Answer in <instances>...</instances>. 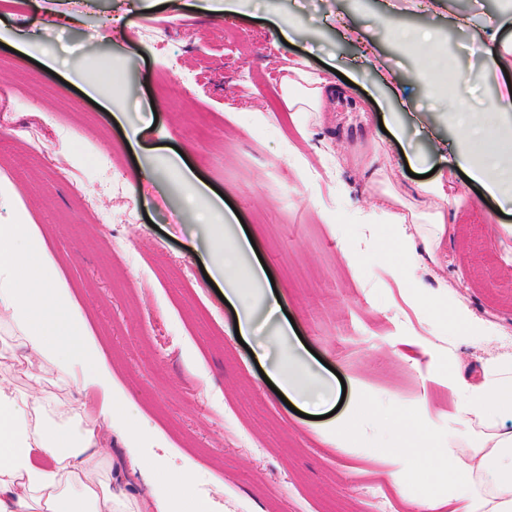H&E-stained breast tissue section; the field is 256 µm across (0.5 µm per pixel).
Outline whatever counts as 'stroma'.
<instances>
[{
	"label": "stroma",
	"mask_w": 512,
	"mask_h": 512,
	"mask_svg": "<svg viewBox=\"0 0 512 512\" xmlns=\"http://www.w3.org/2000/svg\"><path fill=\"white\" fill-rule=\"evenodd\" d=\"M456 15L467 25H452ZM279 17L295 20L287 36L272 28ZM146 20L157 38L137 37ZM395 25L431 32L436 64L393 41ZM19 39L30 41L29 56L12 52ZM511 39L512 0H245L226 14L184 0H0V109L41 127L51 148L40 158L0 134V183L10 187L0 224L26 211L148 432L137 453L153 473L192 468L191 495L210 512H371L359 492L367 483L385 492L383 512H445L444 472L426 467L396 487L383 450L401 444L412 421L417 447H447L462 428L460 386L512 356V203L498 207L449 170L462 136L418 72L453 65L459 93L481 108L502 80L486 52ZM294 57L346 77L334 111L286 109L281 79ZM172 59L180 69L167 70ZM82 72L99 77L97 93L70 83ZM118 112L142 127L144 150L126 149ZM190 116L189 139L181 129ZM176 154L225 195L224 210L190 204L166 165ZM103 157L119 164L125 197L78 209L56 170L91 190ZM384 167L400 193L447 171L435 257L405 259L409 242L375 218ZM144 168L162 179L137 182ZM228 208L239 222L225 224ZM243 231L259 254L237 263L241 287L261 301L252 269L263 260L283 312L316 353L312 366L335 370L328 418L300 417L271 390L249 353L254 339L238 342L232 309L206 280L221 259L214 241ZM72 373L62 388L54 369L35 385L0 367L16 388L90 400L82 369ZM105 446L129 496L158 493L131 467L121 430Z\"/></svg>",
	"instance_id": "1"
}]
</instances>
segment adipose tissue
Returning a JSON list of instances; mask_svg holds the SVG:
<instances>
[{"label": "adipose tissue", "instance_id": "obj_1", "mask_svg": "<svg viewBox=\"0 0 512 512\" xmlns=\"http://www.w3.org/2000/svg\"><path fill=\"white\" fill-rule=\"evenodd\" d=\"M282 84L283 101L295 112H324L336 98V86L305 67L291 65ZM449 92L444 107L450 121L466 137L452 155L453 166L467 172L490 196L512 202V86L499 85L489 109L476 112L457 93L459 76L447 69ZM419 206H412L392 188L380 194L381 218L404 233L406 225L426 223L422 238L434 252L444 230L446 198L442 179L415 188ZM247 235L235 238L224 256V297L234 309L240 335H251L255 313L245 302L244 289L233 285L236 255L251 251ZM51 260L32 232L25 214L0 224V320L12 324L27 349L29 368L55 367L67 380L69 363L86 370L88 388L99 400L100 425L82 423L79 408H65L68 425L46 420L48 405L41 398L0 380V512H207L204 501L188 493L194 474L187 469L164 474L162 491L149 501H136L116 487L111 457L100 428L123 429L127 447L145 437L138 420L122 408L98 351L85 341V322L72 309L65 287L51 277ZM290 402L317 404L309 363L298 351L279 358L268 373ZM458 406L467 425L479 429L480 447L444 449L435 464L448 474L454 502L450 512H512V357L487 363L478 383L459 389Z\"/></svg>", "mask_w": 512, "mask_h": 512}]
</instances>
